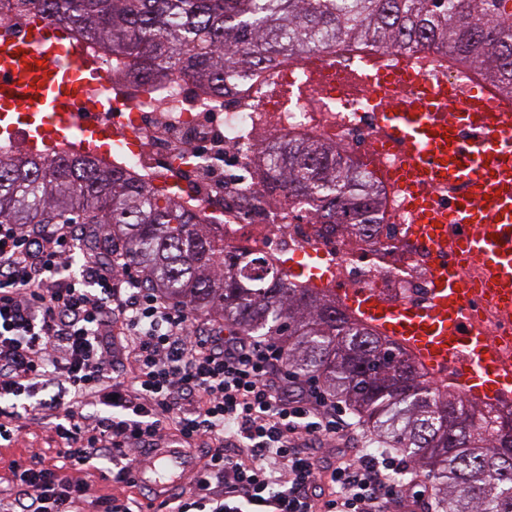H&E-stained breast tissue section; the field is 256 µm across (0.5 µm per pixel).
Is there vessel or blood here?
<instances>
[{"label": "vessel or blood", "instance_id": "1", "mask_svg": "<svg viewBox=\"0 0 512 512\" xmlns=\"http://www.w3.org/2000/svg\"><path fill=\"white\" fill-rule=\"evenodd\" d=\"M424 52L401 55L375 65L366 75V91L375 105V121L387 141L399 149L402 166L394 174L407 202L416 236L441 253L449 226L465 229L462 251L479 257L493 282L512 287V98L469 73L446 80L425 75ZM94 58L79 45L64 44L50 21L31 24L17 40L0 45V134L15 129L14 115L28 114L30 146L51 138L80 139V112H108L111 102L85 96L89 77L98 76ZM454 199L444 207L433 193ZM436 286L425 309H390L360 293L346 297L362 321L381 334L414 348L435 366L447 364L452 345L470 347L467 395L494 394L500 369L490 351L480 348L467 322L449 314L466 296L449 265L437 262ZM197 464L184 449H148L132 464L141 481L156 490L179 484Z\"/></svg>", "mask_w": 512, "mask_h": 512}]
</instances>
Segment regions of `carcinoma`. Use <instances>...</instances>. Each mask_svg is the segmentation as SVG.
<instances>
[{"label": "carcinoma", "instance_id": "cac0c4a2", "mask_svg": "<svg viewBox=\"0 0 512 512\" xmlns=\"http://www.w3.org/2000/svg\"><path fill=\"white\" fill-rule=\"evenodd\" d=\"M90 39L148 79L187 77L215 92L283 59L345 43L428 50L512 98V0H0ZM272 187L319 224L380 222L373 178L321 140L262 154ZM0 224H100L147 282L192 313L215 314L285 346L379 439L407 452L441 512H512V416L437 391L395 343L336 301L224 248L217 221L159 194L135 172L85 156H0ZM451 413H444L445 409Z\"/></svg>", "mask_w": 512, "mask_h": 512}]
</instances>
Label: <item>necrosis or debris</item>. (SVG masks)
I'll return each mask as SVG.
<instances>
[{
  "mask_svg": "<svg viewBox=\"0 0 512 512\" xmlns=\"http://www.w3.org/2000/svg\"><path fill=\"white\" fill-rule=\"evenodd\" d=\"M82 47L102 69L95 94L114 108L80 119L101 127L107 139L95 146L59 140L55 155L89 156L134 170L186 206L223 220L227 249L294 269L303 286L330 298L358 292L393 307L430 305L438 258L413 236L404 194L382 183V218L363 233L350 224L318 223L311 209L270 189L260 175L265 149L302 137L333 141L372 176L384 175L396 157L381 149L365 96H347L334 82L303 86L296 61L216 95L186 79L135 78L97 43ZM458 238L457 231L449 232L443 257L466 288L471 333L512 374V297L498 296L479 266L460 256Z\"/></svg>",
  "mask_w": 512,
  "mask_h": 512,
  "instance_id": "necrosis-or-debris-1",
  "label": "necrosis or debris"
}]
</instances>
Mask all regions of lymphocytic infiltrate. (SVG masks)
Wrapping results in <instances>:
<instances>
[{
    "label": "lymphocytic infiltrate",
    "instance_id": "f902f5d3",
    "mask_svg": "<svg viewBox=\"0 0 512 512\" xmlns=\"http://www.w3.org/2000/svg\"><path fill=\"white\" fill-rule=\"evenodd\" d=\"M78 231L0 224V441L23 415L49 420L60 454L116 487L105 512H131L136 455L171 439L200 448L201 465L158 512H418L431 497L397 449L353 447L346 407L290 372L277 341L211 328L128 263L75 259ZM112 336L130 379L112 375ZM10 482L0 512H75L90 496L33 457L11 463Z\"/></svg>",
    "mask_w": 512,
    "mask_h": 512
}]
</instances>
